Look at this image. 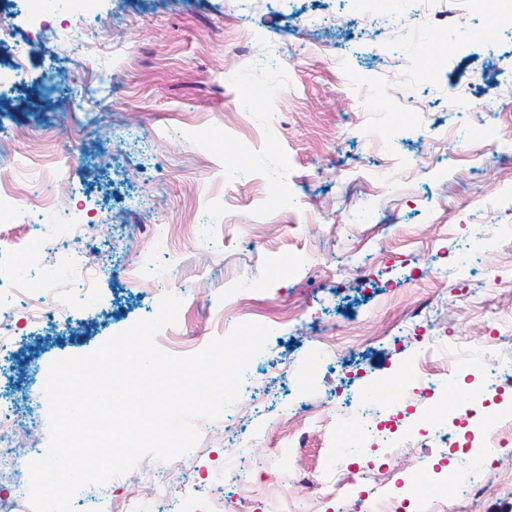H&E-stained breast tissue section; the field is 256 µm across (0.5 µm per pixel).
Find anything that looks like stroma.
Masks as SVG:
<instances>
[{
	"label": "stroma",
	"mask_w": 512,
	"mask_h": 512,
	"mask_svg": "<svg viewBox=\"0 0 512 512\" xmlns=\"http://www.w3.org/2000/svg\"><path fill=\"white\" fill-rule=\"evenodd\" d=\"M405 11L392 33L383 12L360 25L357 0H269L259 13L248 0H98V18L68 47L28 24L21 0H0V189L49 193L84 226L57 252L63 225L0 223V294L44 265L106 269L96 301L66 324L27 325L0 304L18 336L0 354V412L25 421L22 446L48 444V404L35 393L50 364L152 318L164 294L183 301L155 337L170 354L238 325L224 300L243 272L259 278L254 310L271 325L243 376L251 413L229 408L213 422L224 439L200 437L180 470L147 456L123 479L82 487L74 512H121L132 491L140 512H195L157 495L148 471L198 498L225 497L229 512H258L235 482L207 478L228 442L244 443L241 464L262 471L256 485L285 492L294 512H307L322 475L353 471L360 480L337 512H363L384 492L409 499L407 512L431 499L438 512H512V439L487 423L512 414V385L490 394L497 372L467 362L484 347L512 362V164L482 157L512 151L502 97L512 30L458 38L456 19L483 28L489 14L472 0H434L428 33L447 60L429 74L408 67L415 0ZM246 83L263 97L243 99ZM497 276L510 287L491 290ZM285 299L303 315L280 325ZM426 321L446 332L443 344L415 340L413 324ZM331 327L334 353L312 363ZM422 358L460 392L452 444L429 422L436 402L410 390L361 416L365 452L337 450L336 414L304 420V398L335 404L399 381L400 365ZM409 424L417 433L390 447L388 428ZM301 435L302 458L276 454ZM481 449L494 460L483 493L434 498V486L467 477V453Z\"/></svg>",
	"instance_id": "obj_1"
}]
</instances>
